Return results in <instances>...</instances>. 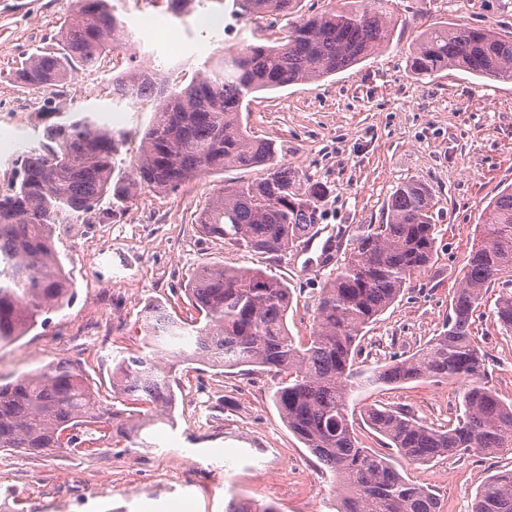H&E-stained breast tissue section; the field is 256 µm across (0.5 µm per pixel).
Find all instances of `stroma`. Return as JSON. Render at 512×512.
<instances>
[{
	"instance_id": "35a3bbf8",
	"label": "stroma",
	"mask_w": 512,
	"mask_h": 512,
	"mask_svg": "<svg viewBox=\"0 0 512 512\" xmlns=\"http://www.w3.org/2000/svg\"><path fill=\"white\" fill-rule=\"evenodd\" d=\"M392 7L399 24L387 48L320 81L253 93L242 107L251 134L276 140L283 162L329 189L311 253L247 252L200 232L197 215L209 198L225 184L254 180L256 171L229 168L174 192L138 190L111 219L56 225L54 246L74 280L75 298L0 348V379L66 359L104 405L128 415L130 402L112 393L116 362L138 352L148 308L160 304L186 315L184 288L205 265L260 269L287 282L288 331L307 340L321 288L336 271L318 263L323 244L332 238L349 251L368 225L382 222L389 197L410 180L426 184L436 201L437 252L366 328L355 365L367 371L410 356L443 332L483 210L512 186V82L457 69L419 76L408 57L431 25L512 31V0H393ZM73 10L74 0H0V193L8 192L22 155L45 127L78 110L123 134L121 157L133 161L153 105L117 101L107 90L131 63L187 83L225 48L273 44L284 27L235 14L233 0H197L179 18L165 0L154 7L124 0L118 15L131 42L111 51L104 68L39 91L14 83L10 73L24 54L51 46ZM498 295V288L487 290L471 332L487 355L489 386L512 403V334L493 317ZM178 379L164 423L138 438L107 436L77 451L37 456L0 448V507L176 512L183 505L188 512H224L236 497L275 504L278 512H337V482L281 419L272 373L194 364ZM460 402L461 385L451 379L373 386L350 399L359 440L377 450L383 443L364 422L365 407L402 409L444 429ZM395 464L438 498L441 512H471L481 483L512 469V448Z\"/></svg>"
}]
</instances>
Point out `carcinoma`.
Masks as SVG:
<instances>
[{
  "instance_id": "cac0c4a2",
  "label": "carcinoma",
  "mask_w": 512,
  "mask_h": 512,
  "mask_svg": "<svg viewBox=\"0 0 512 512\" xmlns=\"http://www.w3.org/2000/svg\"><path fill=\"white\" fill-rule=\"evenodd\" d=\"M252 16L299 15L273 46L245 45L199 70L189 84L156 71L112 77V98L156 99L150 125L130 172L118 170L122 135L73 112L46 128L43 140L20 160L19 181L0 195V345L37 326L38 318L71 302L73 280L53 246L57 224L87 223L105 198L125 201L132 190L170 191L227 168H260L252 181L225 185L198 215L210 237L278 255L318 233L327 187L279 161L273 139L248 134L241 109L248 96L345 70L390 44L398 23L390 0H340L300 14L301 0H234ZM54 47L31 54L11 72L31 90L62 83L80 70L99 69L126 30L109 0H75ZM413 73L433 76L459 69L512 80V32L436 25L410 53ZM432 194L410 181L392 194L385 223L355 240L336 275L321 290L310 340L288 333L291 289L258 269L202 267L185 286L198 316L184 319L156 308L145 319L143 349L112 371V392L143 405L116 431L131 437L140 425L172 407L177 367L186 362L220 368L261 367L278 378L272 399L280 417L342 488L340 512H440L438 498L407 480L392 455L368 449L349 419L352 394L366 384L399 385L418 379L462 383V410L448 429L406 413L366 408L368 425L388 448L410 462H431L479 451L512 448V403L487 386L486 356L472 320L487 290L501 285L494 316L512 331V187L492 198L478 225L448 315V330L412 357L373 369H353L363 330L400 296L407 281L433 260L436 237ZM194 337L191 351L160 356V341ZM97 393L67 361L0 383V448L38 455L80 448L111 423ZM225 512H277L272 504L231 499ZM472 512H512V469L488 476Z\"/></svg>"
}]
</instances>
